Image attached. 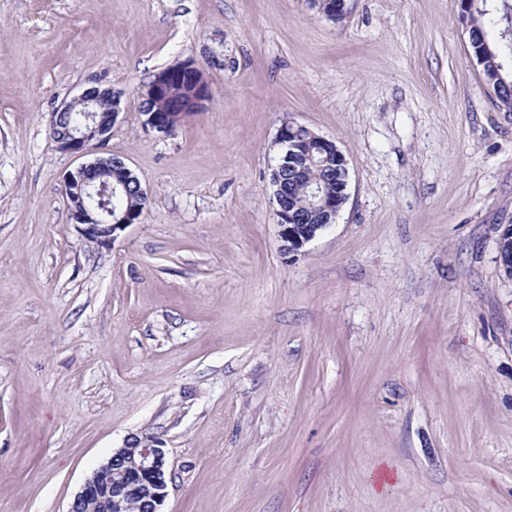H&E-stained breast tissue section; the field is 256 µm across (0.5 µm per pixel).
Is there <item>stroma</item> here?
Returning <instances> with one entry per match:
<instances>
[{
	"mask_svg": "<svg viewBox=\"0 0 512 512\" xmlns=\"http://www.w3.org/2000/svg\"><path fill=\"white\" fill-rule=\"evenodd\" d=\"M187 60L209 98L166 136L140 103ZM95 81L148 196L107 247L50 139ZM286 121L350 171L293 252ZM511 225L512 112L461 0H0V512H66L146 439L162 512H512Z\"/></svg>",
	"mask_w": 512,
	"mask_h": 512,
	"instance_id": "35a3bbf8",
	"label": "stroma"
}]
</instances>
